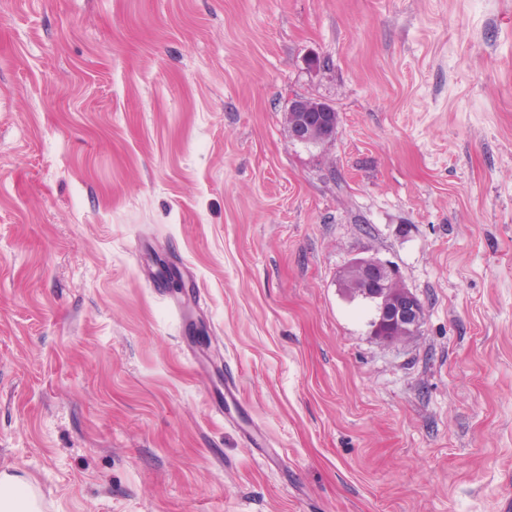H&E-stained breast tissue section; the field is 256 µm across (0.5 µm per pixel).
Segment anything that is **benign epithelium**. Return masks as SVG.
<instances>
[{
	"label": "benign epithelium",
	"mask_w": 512,
	"mask_h": 512,
	"mask_svg": "<svg viewBox=\"0 0 512 512\" xmlns=\"http://www.w3.org/2000/svg\"><path fill=\"white\" fill-rule=\"evenodd\" d=\"M288 112L292 113L289 128L292 140L308 143L313 139L330 142L336 136L338 113L327 102L312 105L302 97L292 100ZM347 268L353 270L364 283L358 293L362 299L373 303L376 326L383 325L387 335L379 337L384 342H395L403 335L415 334L422 326L425 309L422 301L406 288L398 268L374 257H356Z\"/></svg>",
	"instance_id": "obj_1"
}]
</instances>
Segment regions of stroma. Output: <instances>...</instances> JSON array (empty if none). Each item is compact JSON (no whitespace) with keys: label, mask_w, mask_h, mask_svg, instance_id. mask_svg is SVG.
<instances>
[{"label":"stroma","mask_w":512,"mask_h":512,"mask_svg":"<svg viewBox=\"0 0 512 512\" xmlns=\"http://www.w3.org/2000/svg\"><path fill=\"white\" fill-rule=\"evenodd\" d=\"M363 256L419 334L372 335ZM0 471L41 512H504L512 0H0ZM288 112L292 113L289 128L293 141L308 143L314 138L319 142H330L336 136L338 114L327 102L312 105L302 97L292 100ZM346 269L353 270L364 283L356 296L373 303L376 313L370 321L373 332L380 324L387 328L386 336H376L384 342H395L404 334L413 335L422 326L425 309L422 301L406 288L401 281L398 268L374 257H356Z\"/></svg>","instance_id":"1"}]
</instances>
